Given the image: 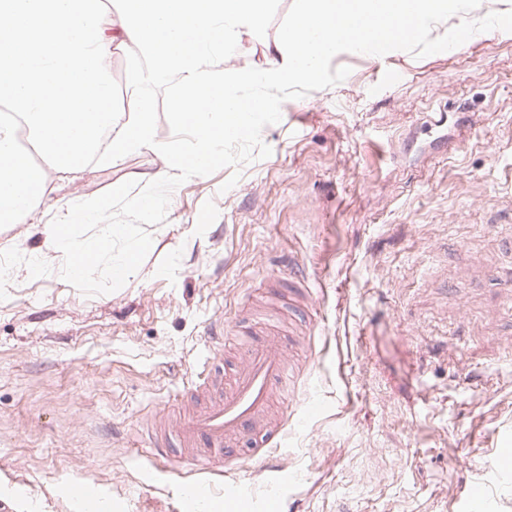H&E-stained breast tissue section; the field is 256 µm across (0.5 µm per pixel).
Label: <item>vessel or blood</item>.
<instances>
[{"instance_id": "1", "label": "vessel or blood", "mask_w": 512, "mask_h": 512, "mask_svg": "<svg viewBox=\"0 0 512 512\" xmlns=\"http://www.w3.org/2000/svg\"><path fill=\"white\" fill-rule=\"evenodd\" d=\"M208 354L204 375L190 391L208 388L212 370L219 368L224 339L218 333L207 336ZM289 352L278 336L254 342L242 356L230 380V392L217 395L179 416L174 429H161L154 450L173 453L177 465L207 466L232 462L230 450L240 439L254 437L257 446L272 442L273 434L258 435L278 391L289 376Z\"/></svg>"}]
</instances>
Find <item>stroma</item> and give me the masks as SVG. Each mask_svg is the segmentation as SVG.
<instances>
[{
    "label": "stroma",
    "instance_id": "35a3bbf8",
    "mask_svg": "<svg viewBox=\"0 0 512 512\" xmlns=\"http://www.w3.org/2000/svg\"><path fill=\"white\" fill-rule=\"evenodd\" d=\"M487 27L373 60L347 50L319 82L270 89L275 108L226 142L224 159L144 209L164 159L150 151L77 176L50 173L42 223L108 201L112 251L141 246L140 272L103 258L79 278L0 226V512H178L205 486L226 512H512V0ZM170 82L151 85L160 141ZM122 195H114L116 186ZM310 297L311 357L278 443L231 471L177 467L151 425L190 405L210 323L223 366L287 332L288 296ZM315 398L323 412L307 416ZM497 459L496 469L487 462ZM237 483L239 497L225 499Z\"/></svg>",
    "mask_w": 512,
    "mask_h": 512
}]
</instances>
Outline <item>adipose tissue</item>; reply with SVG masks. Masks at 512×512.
I'll return each mask as SVG.
<instances>
[{
	"mask_svg": "<svg viewBox=\"0 0 512 512\" xmlns=\"http://www.w3.org/2000/svg\"><path fill=\"white\" fill-rule=\"evenodd\" d=\"M450 0H300L277 39L266 41L258 69L218 70L216 59L242 37L264 38L270 0H0V224H31L68 276L84 275L112 247L118 225L104 201L67 210L56 224H37L50 171L74 173L91 162L120 163L150 150L173 180L224 159L225 141L257 121L247 87L314 81L324 60L345 48L380 59L447 18ZM133 62L117 122L110 65L115 46ZM177 77L172 123L193 133L189 144L161 142L144 85Z\"/></svg>",
	"mask_w": 512,
	"mask_h": 512,
	"instance_id": "obj_1",
	"label": "adipose tissue"
}]
</instances>
